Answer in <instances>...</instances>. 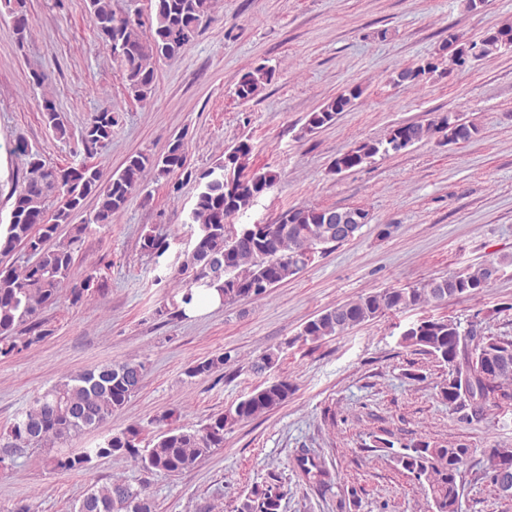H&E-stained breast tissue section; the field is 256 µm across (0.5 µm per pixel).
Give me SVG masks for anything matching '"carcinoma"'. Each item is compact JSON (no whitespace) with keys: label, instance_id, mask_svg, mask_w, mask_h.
I'll return each mask as SVG.
<instances>
[{"label":"carcinoma","instance_id":"1","mask_svg":"<svg viewBox=\"0 0 512 512\" xmlns=\"http://www.w3.org/2000/svg\"><path fill=\"white\" fill-rule=\"evenodd\" d=\"M13 19L19 45L28 37L26 0H0ZM211 0H149L148 10L140 8L118 12L112 0H87L90 22L99 39L110 46L120 60L122 79L130 96L138 101L149 98L155 89L157 68L165 60L178 56L196 36L200 24L209 17ZM512 49V22L486 30L473 42L448 35L438 55L416 67L397 71L394 82L415 85L424 76L435 73L443 57L463 70L477 62ZM275 69L260 65L234 83L233 94L242 101L253 100L270 84ZM363 95L359 86L344 89L317 111L306 115L304 131L311 133L336 122ZM41 111L46 123L60 137L67 129L51 97H42ZM119 119L112 106L100 108L81 131V143L92 153L112 139ZM478 125L449 112L427 123H398L384 138L364 140L338 156L333 172L340 174L371 163L378 155L398 154L434 136L447 144L467 143L479 134ZM186 134L171 138L158 154L130 155L124 167L104 181L99 167L82 162L76 167L48 168L28 144L18 142L13 153L25 157L32 177L15 188L10 199L9 221L0 228V257L23 247L29 255L22 271L0 267V355H9L19 347L39 343L52 335L40 319L43 309L56 301L61 288L69 286L72 302L78 303L101 290L92 274L76 275L74 245L91 225L104 228L121 213L130 197L139 190L146 174L168 175L186 164ZM252 145L243 139L224 150L215 166L198 176V192L188 215V223L197 226L194 243L183 263L191 280L177 300L174 314L185 316L197 293L211 289L224 296V302L241 299L254 291V297L268 294L274 285L300 273L309 265V257L337 246L329 237L332 218L340 213L352 217L362 207L290 208L279 215L276 224H252V236L242 241L245 225L235 228L233 221L245 216L259 198L256 190L274 186L276 173L251 166ZM56 194L53 210L46 200ZM97 200L96 211L88 224H73V214L81 210L89 197ZM68 227V236L59 239L60 228ZM140 252L162 255L167 246L157 235L140 237ZM508 260L487 263L428 279L407 288H388L361 295L327 309L307 321L300 336L316 342L327 336H339L349 329L389 313L403 312L423 305L440 304L450 297H472L483 293ZM474 324L445 318H422L405 329L400 344L424 352L448 368V376L438 385L439 395L450 404L481 412L493 406L507 413L512 410V338L496 335L477 336ZM279 352L268 349L251 364L262 375L273 368ZM230 355L221 353L195 361L187 371L190 377L209 376L224 367ZM143 364L113 362L92 370L67 376L30 402L18 415L8 432L7 453L63 444L74 433L98 427L114 412L121 410L140 388L134 378ZM293 386L286 378L264 381L228 410L212 415L199 427L179 423L180 416L170 412L160 418V431L150 448L140 447L141 428L130 425L106 436L102 442L79 452L63 453L56 466L64 470L84 467L94 458L126 456L149 471L176 475L191 469L214 449L224 445V429L234 423L253 420L288 399ZM470 448L464 444H442L421 437L393 452V458L422 487L433 503V512H460L464 466ZM498 456L512 457V448L488 449L489 465L482 478L495 485L492 474ZM303 473L321 484L331 482V474L307 457L299 459ZM145 493L121 481L88 491L72 512H140L139 501ZM284 493L277 480L251 490L239 512H280Z\"/></svg>","mask_w":512,"mask_h":512}]
</instances>
